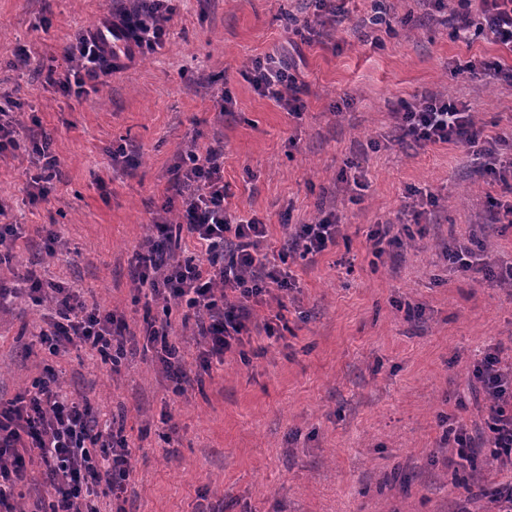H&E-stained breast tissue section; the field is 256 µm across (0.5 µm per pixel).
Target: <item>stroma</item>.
<instances>
[{"label":"stroma","instance_id":"obj_1","mask_svg":"<svg viewBox=\"0 0 512 512\" xmlns=\"http://www.w3.org/2000/svg\"><path fill=\"white\" fill-rule=\"evenodd\" d=\"M373 3L344 0L345 22L316 23L305 40L285 16L313 14L309 0H174L165 46L79 97L45 72L65 68L82 31L127 0H0V98L39 119L60 160L59 181L33 205L27 155L0 154V199L19 233L0 264L7 286L21 291L35 272L117 310L142 336L163 305L137 291L131 257L176 198L172 173L187 146L223 148L226 205L266 224L272 248L321 205L343 220L336 247L288 260L295 286L283 309L255 308L258 322L283 314L280 338H256L246 357L226 355L211 378L177 393L154 350L130 348L116 366L75 348L52 357L39 342L48 306L21 292L0 314V397L51 367L101 420H123L126 512H489L481 488L512 482L482 459L475 481L452 487L443 439L449 421L482 426L486 398L472 374L482 352L512 363V286L444 257L449 242L472 236L493 245L480 262L512 261V228L492 217L503 189L465 147L395 141L392 117L399 102L442 92L494 135L512 127V85L452 72L499 56L487 41L449 36L453 10L477 11L479 0H445L435 14L422 0H385V26L370 24ZM281 50L307 85L298 118L244 77L251 58ZM220 89L233 98L224 114L212 102ZM120 147L135 158L124 171L112 167ZM359 155L369 186L356 192L339 176ZM415 190L439 199L429 224L374 256L370 231L405 221ZM50 228L62 236L52 255Z\"/></svg>","mask_w":512,"mask_h":512}]
</instances>
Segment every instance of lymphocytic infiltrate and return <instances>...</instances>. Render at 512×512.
I'll list each match as a JSON object with an SVG mask.
<instances>
[{"instance_id":"obj_1","label":"lymphocytic infiltrate","mask_w":512,"mask_h":512,"mask_svg":"<svg viewBox=\"0 0 512 512\" xmlns=\"http://www.w3.org/2000/svg\"><path fill=\"white\" fill-rule=\"evenodd\" d=\"M149 9L108 12L102 28L83 32L66 54L68 66L56 83L64 92L84 93L85 80L115 71L119 56L151 54L169 36L172 0H148ZM451 36L470 43L487 40L512 53V0H481L478 14L455 16ZM246 79L261 96L293 115L305 110V84L289 63L273 54L255 57ZM402 136L421 144H463L473 148L485 173L506 191L494 200L496 223L512 226V153L502 152L511 135L484 136L469 106L440 93L423 95L418 102L401 103L395 113ZM22 121L0 108V154L26 149L34 168L28 176L30 203L46 199L59 161L47 138L21 139ZM178 182L194 186L177 223L156 216L140 250L132 255L135 281L151 296L186 309L195 319V363L203 374L223 364L226 354L243 352L253 338L254 307L265 304L272 287H286L280 267L263 243L267 227L255 216L233 215L224 207V157L206 149L182 157ZM191 236L199 254L179 258L183 236ZM341 220L322 215L315 223L296 225L293 248L319 255L336 245ZM28 295L35 303L50 302L56 318L39 339L50 354L81 343L92 352L121 353L127 324L117 311L86 304L74 289L44 286L29 276ZM487 395L485 428L472 437L460 425L449 426L445 438L458 457L470 459L477 451L490 452L500 467L512 469V365L501 364L485 352L475 367ZM39 458L52 498L51 512H99L92 496L102 486L121 500L127 490L132 452L122 428L99 425L90 403L71 399L59 375L46 369L30 387L8 400L0 399V512H18L29 483L26 461Z\"/></svg>"}]
</instances>
